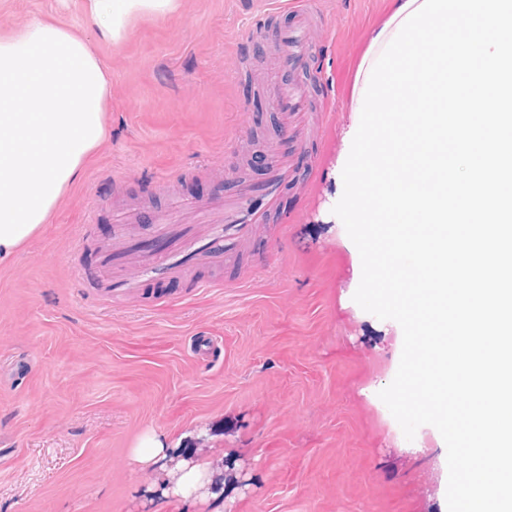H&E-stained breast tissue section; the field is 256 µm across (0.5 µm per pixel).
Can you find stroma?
<instances>
[{
    "label": "stroma",
    "instance_id": "35a3bbf8",
    "mask_svg": "<svg viewBox=\"0 0 512 512\" xmlns=\"http://www.w3.org/2000/svg\"><path fill=\"white\" fill-rule=\"evenodd\" d=\"M319 2L327 27L308 78L325 121L296 157L286 213L225 268V287L171 281L125 308L78 282L75 263L92 266L116 209L153 224L165 182L195 199L267 182L265 143L285 124L265 79L294 18L287 0H180L174 14L135 18L121 43L91 41L111 71L106 136L0 266V512H203L162 494L160 468L131 462L148 431L207 459L237 512H448L446 449L425 426L406 439L379 397L403 339L354 301L360 255L327 218L356 66L390 0ZM53 12L87 35L80 0L62 12L0 0V28ZM263 14L265 37L249 39ZM234 140L242 155L226 152ZM238 165L239 181L227 175ZM198 336L213 339L211 362L192 357Z\"/></svg>",
    "mask_w": 512,
    "mask_h": 512
}]
</instances>
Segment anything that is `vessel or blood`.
<instances>
[{"label":"vessel or blood","mask_w":512,"mask_h":512,"mask_svg":"<svg viewBox=\"0 0 512 512\" xmlns=\"http://www.w3.org/2000/svg\"><path fill=\"white\" fill-rule=\"evenodd\" d=\"M293 24L283 31L275 45L276 68L295 74L302 70L311 51V32L322 17L314 0H289ZM274 106L288 120L283 137L269 144L272 177L257 195L268 205L278 201L281 187L293 176L292 154L301 150L311 126L309 92L299 82L276 89ZM252 191L220 203L187 201L171 203L142 235L136 217L125 216L114 225L111 242L99 249L94 272L104 302L117 303L141 293L148 284L187 277L191 269L223 270L243 244L264 223L265 215L252 200Z\"/></svg>","instance_id":"obj_1"}]
</instances>
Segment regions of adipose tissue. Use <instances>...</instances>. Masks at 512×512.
<instances>
[{
    "instance_id": "1",
    "label": "adipose tissue",
    "mask_w": 512,
    "mask_h": 512,
    "mask_svg": "<svg viewBox=\"0 0 512 512\" xmlns=\"http://www.w3.org/2000/svg\"><path fill=\"white\" fill-rule=\"evenodd\" d=\"M178 0H83L86 23L108 44L138 16H166ZM107 63L84 37L34 16L0 31V265L10 264L77 182L104 138Z\"/></svg>"
}]
</instances>
